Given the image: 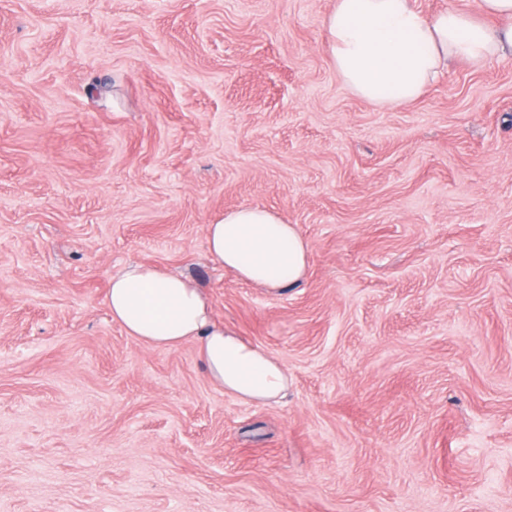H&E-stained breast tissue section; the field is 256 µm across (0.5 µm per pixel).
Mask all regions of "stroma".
Returning a JSON list of instances; mask_svg holds the SVG:
<instances>
[{
	"instance_id": "stroma-1",
	"label": "stroma",
	"mask_w": 512,
	"mask_h": 512,
	"mask_svg": "<svg viewBox=\"0 0 512 512\" xmlns=\"http://www.w3.org/2000/svg\"><path fill=\"white\" fill-rule=\"evenodd\" d=\"M335 0H0V512H512V55L385 109L338 81ZM309 244L271 292L224 211ZM188 277L288 372L113 321L112 275ZM209 254L245 283L269 291L298 284L306 274L309 245L294 224L264 207H240L207 225Z\"/></svg>"
}]
</instances>
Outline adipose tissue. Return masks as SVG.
<instances>
[{"label":"adipose tissue","mask_w":512,"mask_h":512,"mask_svg":"<svg viewBox=\"0 0 512 512\" xmlns=\"http://www.w3.org/2000/svg\"><path fill=\"white\" fill-rule=\"evenodd\" d=\"M480 15L451 7L426 16L415 0H336L324 46L341 83L365 101L394 107L421 97L451 61L482 66L512 54V0H479ZM209 254L245 283L276 291L306 274L309 245L296 225L264 207H240L206 228ZM113 321L146 346L199 344L210 382L246 403L278 402L283 365L232 328L218 325L187 277L132 265L112 277Z\"/></svg>","instance_id":"1"}]
</instances>
